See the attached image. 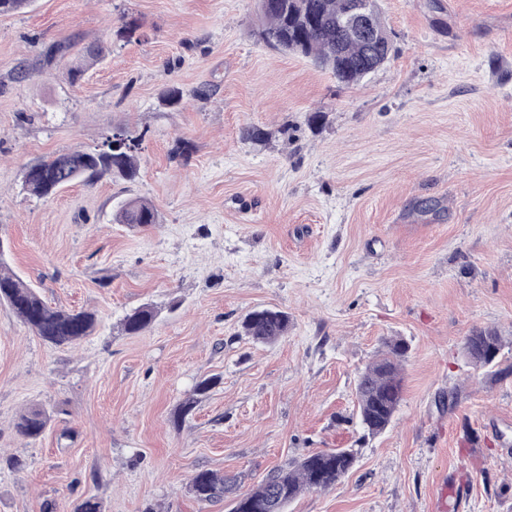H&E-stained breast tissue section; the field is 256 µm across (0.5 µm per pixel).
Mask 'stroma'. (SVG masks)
Returning <instances> with one entry per match:
<instances>
[{"label":"stroma","mask_w":512,"mask_h":512,"mask_svg":"<svg viewBox=\"0 0 512 512\" xmlns=\"http://www.w3.org/2000/svg\"><path fill=\"white\" fill-rule=\"evenodd\" d=\"M380 5L395 54L352 87L266 45L256 0H35L0 16V242L51 306L98 318L57 348L0 305V455L23 461L0 471V512L89 496L103 512H229L193 499L195 471L237 477L241 495L328 448L357 449L353 469L287 512H512V343L485 370L463 350L479 327L512 334V0ZM129 19L136 34L117 37ZM91 44L103 59L71 83ZM245 125L267 139H240ZM118 127L141 139L139 180L21 193L28 164ZM130 197L158 224L113 223ZM145 303L155 323L125 334ZM264 307L290 317L271 344L241 333ZM392 337L409 344L403 400L372 437L355 379ZM35 405L52 421L27 441L13 423ZM215 385L214 378H202L200 379L193 389V393L187 397L179 406V408L173 413L172 420L175 425L182 424L186 417L193 411L196 404V395H202L211 390Z\"/></svg>","instance_id":"obj_1"}]
</instances>
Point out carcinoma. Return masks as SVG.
<instances>
[{
    "label": "carcinoma",
    "instance_id": "carcinoma-1",
    "mask_svg": "<svg viewBox=\"0 0 512 512\" xmlns=\"http://www.w3.org/2000/svg\"><path fill=\"white\" fill-rule=\"evenodd\" d=\"M360 8L377 37L367 40L352 36L347 30L348 17ZM260 35L269 46L301 56L331 73L344 86H353L389 62L395 53L391 32L382 21L379 0H268L266 8H257ZM141 139L124 128H117L93 151L74 148L53 158L28 165L22 176L24 192L43 199L76 182L92 184L104 177L132 183L139 177L138 150ZM116 224L131 228L158 223V212L150 202L135 197L124 200L113 215ZM0 304L6 305L44 342L69 347L90 335L97 324L94 313L54 308L36 289L8 268L5 253L0 251ZM155 319V310L142 305L126 314L123 331L138 335ZM290 318L282 310L264 308L250 312L242 321L244 335L261 343L275 342L288 334ZM386 350L362 372L356 383L360 424L369 435L385 431L391 424L402 400V361L408 345L402 339L385 342ZM505 345L502 333L495 328H475L464 344V354L477 368L495 366ZM215 379L202 378L173 413L179 425L193 411L196 396L207 393ZM49 423V414L41 408L20 413L14 421L18 436L38 439ZM356 451L333 448L304 457L294 466L278 468L248 493L232 500L230 512H266L264 505L277 502V512L300 494L326 490L335 486L352 469ZM196 500L215 503L228 493L224 475L213 470L195 472L188 484Z\"/></svg>",
    "mask_w": 512,
    "mask_h": 512
}]
</instances>
